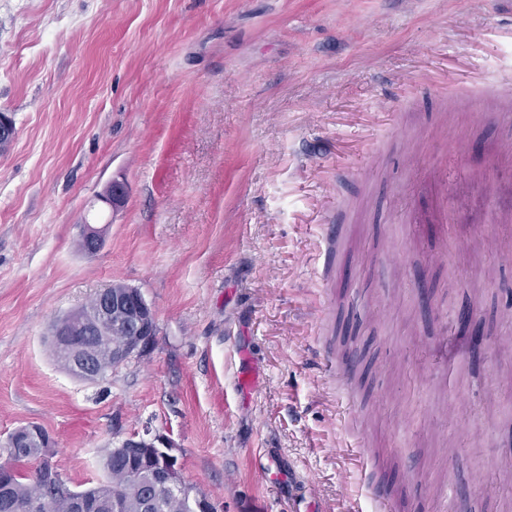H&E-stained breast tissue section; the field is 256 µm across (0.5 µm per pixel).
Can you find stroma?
I'll list each match as a JSON object with an SVG mask.
<instances>
[{
    "label": "stroma",
    "instance_id": "stroma-1",
    "mask_svg": "<svg viewBox=\"0 0 512 512\" xmlns=\"http://www.w3.org/2000/svg\"><path fill=\"white\" fill-rule=\"evenodd\" d=\"M508 78L512 0H0V463L149 427L218 512H512ZM115 283L156 344L85 382L49 332ZM82 223L80 225L82 250L88 254H95L102 247L106 228L104 225L91 224L87 218Z\"/></svg>",
    "mask_w": 512,
    "mask_h": 512
}]
</instances>
